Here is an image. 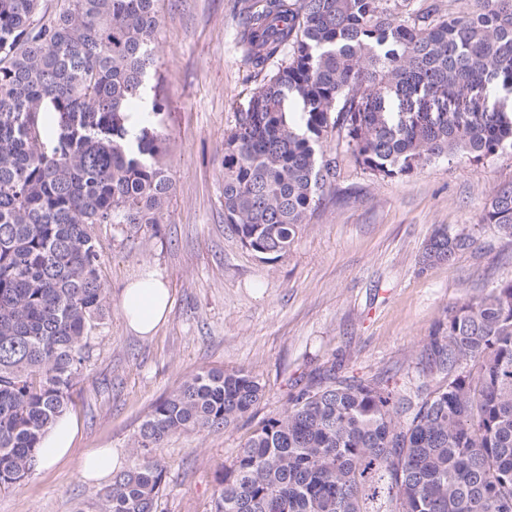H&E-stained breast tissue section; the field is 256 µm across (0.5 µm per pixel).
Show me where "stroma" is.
Returning <instances> with one entry per match:
<instances>
[{"label": "stroma", "mask_w": 512, "mask_h": 512, "mask_svg": "<svg viewBox=\"0 0 512 512\" xmlns=\"http://www.w3.org/2000/svg\"><path fill=\"white\" fill-rule=\"evenodd\" d=\"M240 0H160L154 68L143 105L161 100L173 191L161 224L134 234L95 232L110 311L91 343L68 416L79 424L69 457L36 465L0 512H95L108 478L85 479L82 456L110 448L122 467L151 407L197 372L242 370L265 387L262 400L219 433L172 436L160 512H214L218 479L264 418L327 370L378 377L397 390L440 380L423 353L448 308L512 279V238L482 214L512 182V151L474 162L439 160L408 175L375 178L345 164L340 202L303 226L288 253L263 259L224 222V138L255 86L236 45ZM475 237L452 262L421 264L435 227ZM170 290L171 307L143 337L120 299L146 274Z\"/></svg>", "instance_id": "35a3bbf8"}]
</instances>
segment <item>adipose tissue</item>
<instances>
[{
  "label": "adipose tissue",
  "instance_id": "adipose-tissue-1",
  "mask_svg": "<svg viewBox=\"0 0 512 512\" xmlns=\"http://www.w3.org/2000/svg\"><path fill=\"white\" fill-rule=\"evenodd\" d=\"M170 306L169 291L158 279L137 282L125 288L120 307L130 327L139 334L153 333L165 320ZM78 433V424L61 416L42 441L40 460L49 465L66 456Z\"/></svg>",
  "mask_w": 512,
  "mask_h": 512
}]
</instances>
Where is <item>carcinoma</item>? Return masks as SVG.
Returning a JSON list of instances; mask_svg holds the SVG:
<instances>
[{"instance_id":"cac0c4a2","label":"carcinoma","mask_w":512,"mask_h":512,"mask_svg":"<svg viewBox=\"0 0 512 512\" xmlns=\"http://www.w3.org/2000/svg\"><path fill=\"white\" fill-rule=\"evenodd\" d=\"M158 0H0V491L34 469L107 311L97 224H159L171 181L160 101L134 129L155 62ZM237 42L259 81L224 138V223L281 256L340 175L336 135L373 177L512 149V0L458 15L416 0H243ZM27 110L12 131L9 110ZM512 238V183L482 217ZM472 236L434 229L425 262ZM425 352L442 381L417 402L332 368L261 423L215 512H512V280L454 305ZM264 385L210 369L156 402L96 512H158L170 436L221 431Z\"/></svg>"}]
</instances>
